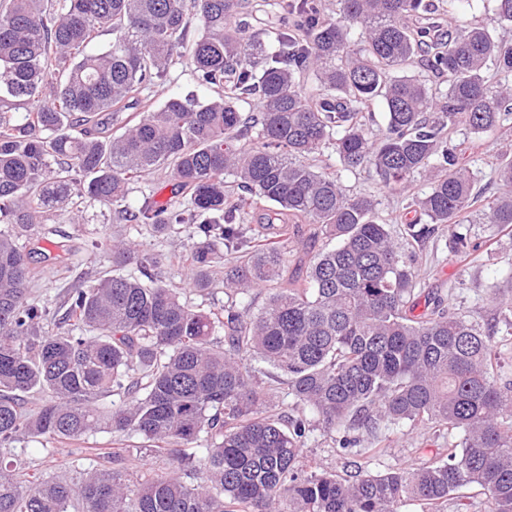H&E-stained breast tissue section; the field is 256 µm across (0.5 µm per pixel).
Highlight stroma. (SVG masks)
Instances as JSON below:
<instances>
[{
  "mask_svg": "<svg viewBox=\"0 0 512 512\" xmlns=\"http://www.w3.org/2000/svg\"><path fill=\"white\" fill-rule=\"evenodd\" d=\"M500 142L497 136L483 138L478 148L468 154V165L476 187L485 190L490 197L499 192L496 169ZM341 181L353 192L374 195L378 201L379 218L391 224L394 230L403 231L399 217L405 211L407 194L383 187L376 173L369 168L342 172ZM81 209L82 223H72L71 208L59 209L56 220L42 225L39 237L27 243L32 264L40 272L33 286V294L40 302L56 305L67 288L111 271V259L108 254L94 248V241L102 236L112 237L132 231L131 224L117 218L114 207L88 201L82 204ZM472 233L479 238H493L494 244L466 266L452 256L448 248L449 231L441 225L435 226L421 242L406 244L405 250L412 258L411 267L418 283L428 289L452 290V306L481 320L491 316L488 286L496 284L503 293L512 292V236H491L483 224L473 225ZM189 271V266L180 261L168 269L165 279L185 289V298L190 305L223 307V270H216L215 283L205 295L186 290ZM113 442L114 437L109 432H100L79 442L21 436L9 449L1 451L0 457L39 470L50 479L76 482L82 474L105 467L106 461L99 451L112 447ZM441 446V441L432 433L417 430L399 438L384 465L388 468L411 467L420 460L435 456ZM304 453L324 469L337 474L346 475L355 470L354 455L336 448L329 437L322 434L313 435Z\"/></svg>",
  "mask_w": 512,
  "mask_h": 512,
  "instance_id": "obj_1",
  "label": "stroma"
}]
</instances>
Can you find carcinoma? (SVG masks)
Returning <instances> with one entry per match:
<instances>
[{
    "mask_svg": "<svg viewBox=\"0 0 512 512\" xmlns=\"http://www.w3.org/2000/svg\"><path fill=\"white\" fill-rule=\"evenodd\" d=\"M339 5L334 17L316 0L286 4L291 23L271 52L239 19L243 0H0V447L21 433L76 441L106 431L164 464L133 471L114 448L110 466L69 483L0 460V512H444L467 486L490 512H512V377L502 364L512 300L490 286L486 323L443 297L415 313L417 282L376 200L310 163L330 146L344 169L371 167L388 188L427 176L428 191L408 204V236L419 239L425 218L470 258L481 244L465 214L478 196L452 134L501 132L512 119V85L486 77L512 73V37L479 22L444 31L423 0ZM493 22L512 25V0H493ZM102 32L112 41L90 50ZM186 56L211 95L156 101ZM418 62L443 93L410 75ZM254 96L257 113L245 117L240 103ZM376 102L388 124L373 140L366 113ZM166 173L174 201L123 205L130 185ZM498 177L481 215L506 231L512 154ZM86 199L165 235L196 225L193 288L208 290L224 265V307L184 301L163 276L173 256L109 238L95 247L112 273L67 289L61 318L33 302L37 271L19 239L38 235L58 204ZM256 209L264 223L244 225ZM303 224L337 245L295 257L290 273ZM258 290L269 294L255 315ZM254 361L285 376L312 417L284 418ZM33 391L49 399L29 414ZM114 394L123 406L98 404ZM405 426L448 447L383 474L360 466L343 477L303 460L323 431L378 465Z\"/></svg>",
    "mask_w": 512,
    "mask_h": 512,
    "instance_id": "carcinoma-1",
    "label": "carcinoma"
}]
</instances>
